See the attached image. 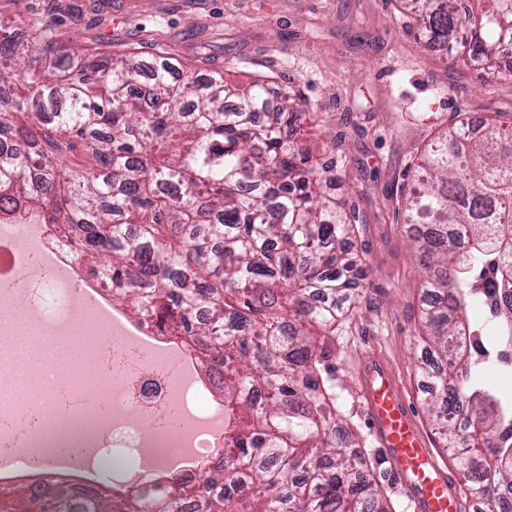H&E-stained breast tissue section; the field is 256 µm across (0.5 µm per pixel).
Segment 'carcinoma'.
<instances>
[{
  "label": "carcinoma",
  "mask_w": 512,
  "mask_h": 512,
  "mask_svg": "<svg viewBox=\"0 0 512 512\" xmlns=\"http://www.w3.org/2000/svg\"><path fill=\"white\" fill-rule=\"evenodd\" d=\"M421 37L470 43L482 72L512 43V0H403ZM32 58L0 32V223L61 230L112 296L219 375L224 451L197 480L100 485L81 512H388L336 400L333 336L359 307L356 212L320 195L332 161L298 138L306 112L258 79L86 58L30 27ZM405 198L421 270L427 407L475 512H512V123L461 124L430 147ZM484 314L482 322L471 312ZM15 512H72L73 488L11 491Z\"/></svg>",
  "instance_id": "carcinoma-1"
}]
</instances>
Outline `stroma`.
Listing matches in <instances>:
<instances>
[{
	"label": "stroma",
	"instance_id": "1",
	"mask_svg": "<svg viewBox=\"0 0 512 512\" xmlns=\"http://www.w3.org/2000/svg\"><path fill=\"white\" fill-rule=\"evenodd\" d=\"M4 20L24 50L38 23L93 53L132 50L146 62L163 48L197 75L270 76L275 92L315 114L300 137L313 157L335 160L330 194L355 208L352 246L367 266L361 307L327 339L336 396L390 512H406L366 421L357 366L370 351L391 365L429 447L451 464L425 407L421 277L412 228L396 211L439 136L465 118L512 119V77L481 80L419 41L399 0H0Z\"/></svg>",
	"mask_w": 512,
	"mask_h": 512
}]
</instances>
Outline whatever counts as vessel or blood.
I'll list each match as a JSON object with an SVG mask.
<instances>
[{
	"label": "vessel or blood",
	"mask_w": 512,
	"mask_h": 512,
	"mask_svg": "<svg viewBox=\"0 0 512 512\" xmlns=\"http://www.w3.org/2000/svg\"><path fill=\"white\" fill-rule=\"evenodd\" d=\"M359 381L363 409L411 512H463L453 477L429 448L389 364L369 355Z\"/></svg>",
	"instance_id": "b4317fda"
}]
</instances>
